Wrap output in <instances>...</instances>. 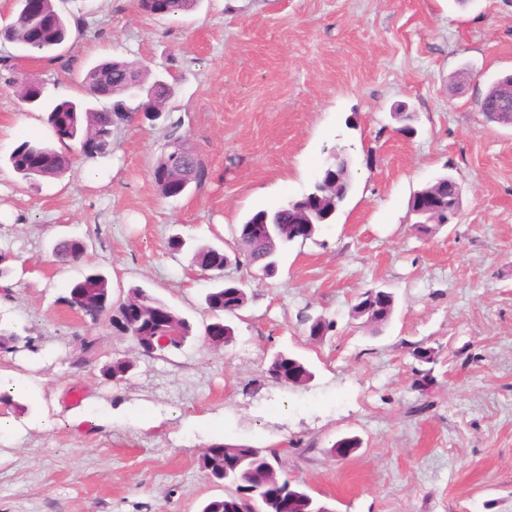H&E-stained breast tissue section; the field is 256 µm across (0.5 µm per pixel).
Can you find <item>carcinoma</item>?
<instances>
[{"mask_svg":"<svg viewBox=\"0 0 512 512\" xmlns=\"http://www.w3.org/2000/svg\"><path fill=\"white\" fill-rule=\"evenodd\" d=\"M31 18L19 13L14 21L0 30V36L7 40L22 41L25 39ZM70 33L69 21L61 20L45 32L44 38L26 48L25 59L46 60L53 62L62 58L57 50L65 43ZM15 77L13 83L22 94L39 96L36 107L47 112V124L53 136L60 142L75 144L79 152L88 159L104 157L111 151L112 127L119 121L129 118L126 112H114L112 109H97L93 103L103 99L113 100V104L122 105L125 99L135 95L146 97L148 91L155 88L156 82L147 81V70L139 63L125 59H109L90 67L81 86L83 97L73 100H62L48 103L44 99V89L36 79L29 76L20 66L13 67ZM181 137L171 138L168 150L162 152L155 160L152 175L161 195L165 198H176L181 195L180 178L175 163L173 144ZM5 163L22 182L36 186L44 179L62 176L69 168L67 157L58 153L47 142L25 140L18 144L9 154ZM336 171V151H331L326 166L310 192L301 198L289 201L273 209H258L249 213L238 228V251L235 255L227 254L223 249L214 246L196 247L192 251L191 263L205 271L211 272L214 282L205 295L207 309L214 314L215 321L208 327L219 330L224 336V344H229L235 336V328L223 318L225 314H234L241 310L247 302V292L237 287V282L224 278V268L230 262L243 260L251 268L262 271L266 268L275 271L279 257L288 247L296 242L294 228L291 226L293 217L298 216L311 221L305 230L303 240L312 238L320 218L327 213H336L341 202L334 199L332 193L318 188L326 182V172ZM267 221L269 233L253 231L254 225ZM55 259L63 264L74 263L81 259L83 247L75 239H59L52 247ZM81 289L87 294L91 323H97L92 317L96 303L111 296L107 276L93 271L69 286V292ZM376 305L374 315L376 324L388 322L394 309V294L386 288L372 287L358 294L353 311L359 312L368 302ZM126 304H139L144 309V316L127 323L130 334L150 337L157 355L181 349L188 337L192 335L193 326L190 321L179 314L173 307L154 297L140 286L128 289ZM163 311L170 322V327L159 328L154 324L153 312ZM306 332L311 340L320 342L331 332L335 322L327 318H307ZM175 329L181 341H167L169 329ZM132 364L127 360H116L104 369V374L119 382L130 371ZM269 377L286 387H303L314 377L313 371L300 358L288 353L273 356L267 369ZM224 445L211 446L210 453L200 459V469L205 477L217 485H224V496L207 500L201 512H240L238 493L245 490L254 491L257 512H284L281 505L293 499L290 512H320L325 503L315 499L307 488L295 481L282 480L277 488H271L269 481L275 472L280 471L279 454L266 448H245L239 450V465L224 472Z\"/></svg>","mask_w":512,"mask_h":512,"instance_id":"cac0c4a2","label":"carcinoma"}]
</instances>
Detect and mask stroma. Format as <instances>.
<instances>
[{
	"instance_id": "35a3bbf8",
	"label": "stroma",
	"mask_w": 512,
	"mask_h": 512,
	"mask_svg": "<svg viewBox=\"0 0 512 512\" xmlns=\"http://www.w3.org/2000/svg\"><path fill=\"white\" fill-rule=\"evenodd\" d=\"M60 7L79 33L63 59L26 65L46 101L80 97L86 69L112 57L174 94L160 119L116 124L108 156L58 144L70 168L30 189L3 159L51 132L12 85L18 45L0 40V125L13 129L0 134V255L13 269L0 321L21 337L0 348V387L32 382L28 415L0 402V512H199L224 493L198 468L216 443L276 450L334 512H512V128L476 105L512 74V0H201L178 17L135 0ZM173 126L207 177L165 198L151 168ZM335 146L353 188L334 222L283 252L273 277L228 267L248 301L234 342L210 346L212 282L169 238L234 251L244 217L301 198ZM443 174L462 189L458 220L420 234L410 198ZM61 237L84 245L80 262H54ZM91 269L113 301L138 285L186 317L184 348L141 355L69 309L62 296ZM375 286L395 296L381 327L352 310ZM307 315L333 331L312 341ZM279 352L313 380L273 381ZM118 359L133 363L120 382L103 373ZM350 435L361 448L337 458L331 445Z\"/></svg>"
}]
</instances>
